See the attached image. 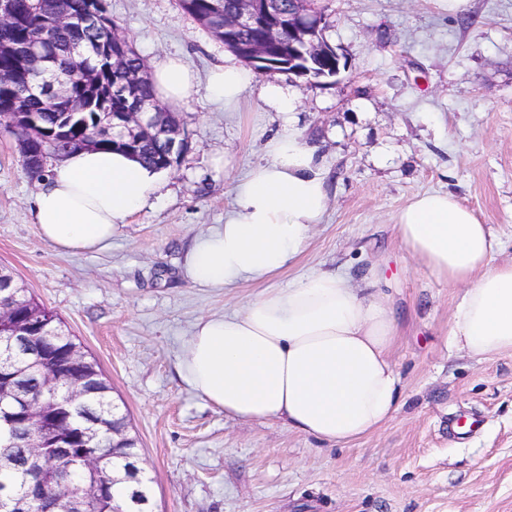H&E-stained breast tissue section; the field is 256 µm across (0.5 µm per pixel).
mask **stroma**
I'll list each match as a JSON object with an SVG mask.
<instances>
[{"mask_svg": "<svg viewBox=\"0 0 512 512\" xmlns=\"http://www.w3.org/2000/svg\"><path fill=\"white\" fill-rule=\"evenodd\" d=\"M147 65L183 56L206 75L228 54L176 0H106ZM324 37L343 64L314 83L288 76L295 125L329 172L330 203L303 254L272 280L316 271L353 280L386 262L403 328L402 407L378 433L336 447L275 421H242L200 398L178 371L203 317L240 309L259 284L200 288L183 269L193 237L223 223L235 181L263 163L280 127L259 84L236 111L194 91L188 138L160 196L101 250L63 253L33 222L37 183L0 132V264L60 317L98 364L138 439L154 512H512V356L447 347L461 290L410 257L393 215L449 191L512 259V0H327ZM478 416L472 433H451Z\"/></svg>", "mask_w": 512, "mask_h": 512, "instance_id": "stroma-1", "label": "stroma"}]
</instances>
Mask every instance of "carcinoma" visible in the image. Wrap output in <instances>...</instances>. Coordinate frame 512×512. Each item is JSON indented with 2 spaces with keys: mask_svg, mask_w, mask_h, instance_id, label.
I'll list each match as a JSON object with an SVG mask.
<instances>
[{
  "mask_svg": "<svg viewBox=\"0 0 512 512\" xmlns=\"http://www.w3.org/2000/svg\"><path fill=\"white\" fill-rule=\"evenodd\" d=\"M180 9L191 15L212 36L224 40V13L237 7V0H222V9L213 8L214 0H177ZM12 22L0 25V71L10 72L16 65L15 50L37 45L48 57L59 60L56 69L46 74L47 79L65 83L78 97L87 103L88 121L70 126L63 136L53 132L63 121V113L56 102L31 92L22 83L0 84V114L20 108L34 114L36 125L27 135L30 155L33 159L47 160L67 155L78 148L86 137L96 135L93 113L110 109L121 112L129 107L130 100L112 89V79L134 85V98L140 103L155 101L143 58L135 47H129L116 71L106 68L99 56L98 43L109 40L119 26L109 15L105 0H10ZM66 11L73 25L60 27L47 34L44 21L59 11ZM92 13L102 16L104 24L95 29L81 25L84 17ZM80 39L86 50V65L79 71L64 66L66 55L75 39ZM265 63L252 65L262 76L289 74L288 51L275 44L266 48ZM167 144L159 140L138 143L134 156L143 163L158 169H167ZM46 307L35 297L21 289L15 299V319L35 321L44 326V335L50 337L51 355L57 360L81 343L64 329L63 322L52 316L44 319ZM111 387L105 379L93 383L81 401V411L71 412L56 407L43 423H30L22 429L9 426L7 420L14 417L16 409L8 401L0 405V444L11 446L7 462L0 466V492L20 504L19 512H49V499L40 500L29 496L25 474L33 465L24 444L31 435L43 440L45 485H53L60 473L70 470L79 485L73 512H112L119 505L126 512H152L151 480L138 467V441L128 434L127 423L119 412L112 411ZM126 434L127 447H112V430ZM87 430L97 434L92 448L84 447L83 435Z\"/></svg>",
  "mask_w": 512,
  "mask_h": 512,
  "instance_id": "1",
  "label": "carcinoma"
}]
</instances>
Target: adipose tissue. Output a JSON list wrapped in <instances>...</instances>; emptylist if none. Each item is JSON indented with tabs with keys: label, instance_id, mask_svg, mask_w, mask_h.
<instances>
[{
	"label": "adipose tissue",
	"instance_id": "ef3b65f1",
	"mask_svg": "<svg viewBox=\"0 0 512 512\" xmlns=\"http://www.w3.org/2000/svg\"><path fill=\"white\" fill-rule=\"evenodd\" d=\"M156 97L184 103L203 87L230 110L253 80L225 58L206 80L168 55L151 73ZM259 99L283 116L266 162L240 178L224 222L197 234L185 274L203 288L265 282L305 249L329 204L316 147L293 126L297 97L266 82ZM162 171L120 150L79 149L54 162L35 198L40 236L62 252L107 247L130 217L156 198ZM399 241L436 278L461 288L447 338L470 356L512 355V260L493 262L486 225L449 192L415 196L393 218ZM383 266L360 281L319 271L270 288L223 316L199 319L179 372L207 403L244 420L276 421L318 441L346 445L373 435L401 407L393 354L402 318L383 289Z\"/></svg>",
	"mask_w": 512,
	"mask_h": 512
}]
</instances>
